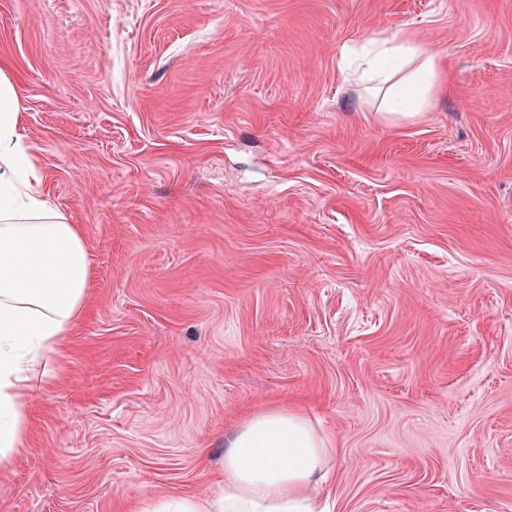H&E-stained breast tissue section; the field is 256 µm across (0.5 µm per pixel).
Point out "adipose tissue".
Listing matches in <instances>:
<instances>
[{
  "label": "adipose tissue",
  "mask_w": 512,
  "mask_h": 512,
  "mask_svg": "<svg viewBox=\"0 0 512 512\" xmlns=\"http://www.w3.org/2000/svg\"><path fill=\"white\" fill-rule=\"evenodd\" d=\"M362 76L385 81L383 61L410 66L396 95L423 111L438 92L439 56L410 34L370 40ZM22 115L0 66V471L24 447L37 390L35 366L54 355L86 308L88 246L48 199L36 157L20 133ZM326 441L299 412L246 416L224 440V466L206 498L172 497L147 512H313L312 492L328 474Z\"/></svg>",
  "instance_id": "obj_1"
}]
</instances>
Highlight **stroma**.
I'll list each match as a JSON object with an SVG mask.
<instances>
[{"label":"stroma","instance_id":"stroma-1","mask_svg":"<svg viewBox=\"0 0 512 512\" xmlns=\"http://www.w3.org/2000/svg\"><path fill=\"white\" fill-rule=\"evenodd\" d=\"M408 30L412 118L348 64ZM1 59L91 288L0 512L206 496L274 407L320 512H512V0H0ZM374 55L368 53L364 58L366 68L361 77L369 81L387 82L389 77L381 69L382 61H395L404 65L415 63L405 82L398 86L396 95L402 97L401 102L407 104L411 99L414 108L410 112H399L404 116H413L422 112L430 99L438 92V72L441 60L424 50L406 31L395 37L378 33L369 40Z\"/></svg>","mask_w":512,"mask_h":512}]
</instances>
